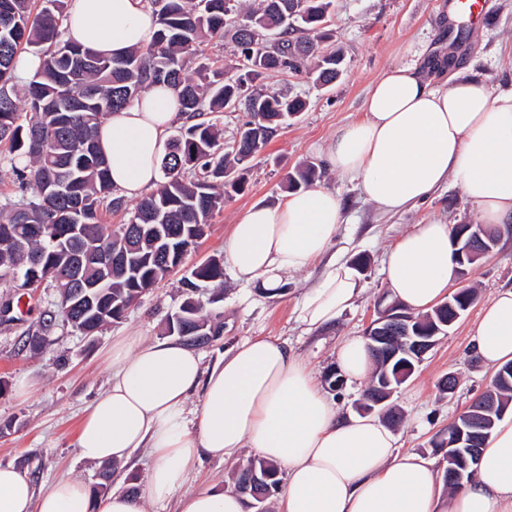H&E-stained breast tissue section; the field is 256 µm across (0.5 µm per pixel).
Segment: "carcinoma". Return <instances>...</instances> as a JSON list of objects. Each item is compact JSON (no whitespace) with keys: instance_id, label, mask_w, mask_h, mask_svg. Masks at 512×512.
I'll list each match as a JSON object with an SVG mask.
<instances>
[{"instance_id":"obj_1","label":"carcinoma","mask_w":512,"mask_h":512,"mask_svg":"<svg viewBox=\"0 0 512 512\" xmlns=\"http://www.w3.org/2000/svg\"><path fill=\"white\" fill-rule=\"evenodd\" d=\"M156 17L154 41L122 58L93 54L65 39L63 20L68 0H0V143L16 175L18 202L0 206V279L10 278L26 288L50 278L58 288L57 308L62 314L78 287L69 269L84 252L104 255L129 249L146 260L137 279L117 274L100 290L96 310L105 318L70 321L82 334L98 332L118 321L111 314L116 302L131 307L164 276L156 259L150 232L157 224L170 233L172 250L191 251L204 235L224 200L245 190L242 165L259 154L288 119L305 111L306 101L265 83L274 74H298L308 69L314 83L330 86L343 74L341 55L322 53L319 43L330 38L328 18L334 0H259L244 8L239 0H147ZM278 33V44H266V34ZM232 33L241 58L233 65L195 63L202 56L203 38L224 39ZM39 58L33 76L22 78L17 63L22 54ZM196 67H191V64ZM78 73L74 96L62 93L65 74ZM164 82L176 91L182 111L192 123L169 138L160 160L162 182L134 207L128 222L113 228L101 221V209L117 211L125 205L114 193L108 160L96 145V131L109 115L121 111L145 88ZM243 110L242 123L229 148L224 132L204 119L214 112ZM47 146L37 152L34 136ZM27 158L22 167L16 165ZM320 172L308 165L288 174V188L313 184ZM71 224H82L86 234L70 248H57L52 239ZM24 248L16 249L13 241ZM183 284L192 293L213 290L212 302L224 292V260L213 257L194 267ZM179 311L194 320L187 329L166 321L165 330L198 340L209 316L191 297ZM375 371L363 400L395 377L403 358L392 362L369 350ZM495 389L496 404L512 403V374ZM256 473L265 479L264 492L272 497L280 488L278 468L253 458L240 466L236 481Z\"/></svg>"}]
</instances>
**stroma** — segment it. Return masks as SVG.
Wrapping results in <instances>:
<instances>
[{"instance_id":"1","label":"stroma","mask_w":512,"mask_h":512,"mask_svg":"<svg viewBox=\"0 0 512 512\" xmlns=\"http://www.w3.org/2000/svg\"><path fill=\"white\" fill-rule=\"evenodd\" d=\"M330 30L332 37L322 47L340 50L343 78L319 88L302 75L271 77V85L303 96L309 106L247 162L245 191L225 200L198 246L188 253L185 269L223 255L239 214L258 203H276L286 192L289 172L304 164H319L317 146L329 140L339 124L361 112L369 87L385 69L420 56L433 57L443 63L433 73L436 80L446 79L450 69L468 68L484 77L493 93L512 90V0H492L488 18L475 26L450 19L448 0H335ZM448 60L453 61V68H445ZM319 183L334 190L346 209L347 222L336 239L337 256L351 261L363 255L370 260L363 274L367 293L336 325L307 333L295 322L293 310L304 288L320 274V267L294 274L285 295L273 300L241 288L232 270H225L220 302H212L207 290L195 294L204 312L218 317L223 327L221 336L199 346L204 364H212L245 337L278 336L307 360L317 378H324L335 366L338 344L346 337L363 335L376 316L378 300L387 292L382 261L389 246L409 226L431 219L453 224L480 221L476 207L452 184L425 203L390 216L365 201L349 180L326 171ZM467 283L477 290L476 304L440 337L392 397L404 414L396 429L402 449L423 454L441 470L447 462L439 444L448 438L449 423L490 382L488 371L473 352L472 331L481 304L500 289H512L511 231L500 229L497 245L472 267ZM186 296L181 276L171 277L146 294L121 322L88 337L60 317L50 330L42 329L44 314L54 310L57 301L49 284L17 288L10 280H0V304L13 306L10 321H0V464L26 470L39 492L57 478L69 477L85 483L96 497L110 489L145 493L146 475L153 463L148 449L136 450L126 467L110 469L81 459L75 440L86 407L111 380L107 351L113 337L137 332L150 340L163 339L167 317ZM20 300L26 303L21 311L15 308ZM39 332L45 333L46 342L34 354L25 340ZM450 374L459 380L451 396L439 388Z\"/></svg>"}]
</instances>
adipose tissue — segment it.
Wrapping results in <instances>:
<instances>
[{
  "label": "adipose tissue",
  "instance_id": "ef3b65f1",
  "mask_svg": "<svg viewBox=\"0 0 512 512\" xmlns=\"http://www.w3.org/2000/svg\"><path fill=\"white\" fill-rule=\"evenodd\" d=\"M63 28L67 39L110 57L148 46L156 32L145 0H71ZM181 117L176 92L154 85L98 127L119 194L138 199L156 185L169 129ZM318 153L382 212L414 207L451 182L484 223L512 219V92L492 94L476 73L439 84L416 61L384 70L362 116L337 126ZM344 222L335 192L316 184L246 209L224 252L237 282L267 298L323 263L296 308L304 331L317 332L367 291L353 266L330 255ZM455 249L452 224L412 225L385 253L391 298L430 311L457 278ZM472 343L490 371L512 361V289L484 304ZM108 359L112 379L82 420L77 452L124 466L136 449H150L146 494L94 498L66 478L39 494L26 473L0 465V512H145V503L171 501L177 512H246L233 489H184L202 457L233 463L246 449L285 473L275 512H512V417L487 438L466 485L449 493L432 461L401 450L379 417H340L306 360L278 337L244 338L207 369L184 342L131 333L113 341ZM336 365L351 380L367 379L373 361L362 337L341 341Z\"/></svg>",
  "mask_w": 512,
  "mask_h": 512
}]
</instances>
